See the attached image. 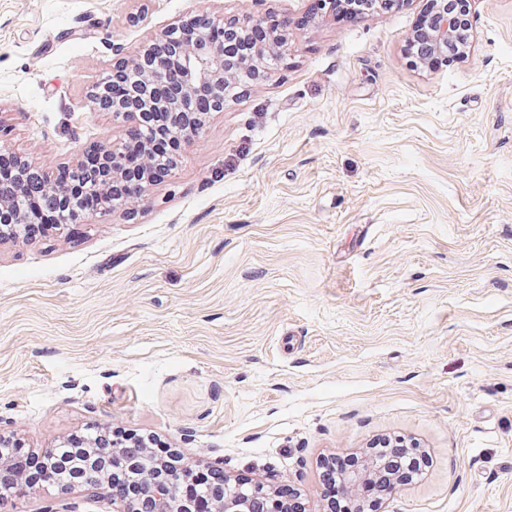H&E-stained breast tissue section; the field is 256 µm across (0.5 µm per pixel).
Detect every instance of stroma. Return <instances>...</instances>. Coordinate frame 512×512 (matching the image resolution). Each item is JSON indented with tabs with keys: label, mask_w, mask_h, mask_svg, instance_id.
<instances>
[{
	"label": "stroma",
	"mask_w": 512,
	"mask_h": 512,
	"mask_svg": "<svg viewBox=\"0 0 512 512\" xmlns=\"http://www.w3.org/2000/svg\"><path fill=\"white\" fill-rule=\"evenodd\" d=\"M313 0H0V150L45 172L118 148L89 92L193 16L288 23L284 61L208 114L163 181L78 233L0 240V435L112 426L294 487L414 443L374 512H512V0L470 50L404 53L427 0L301 25ZM104 512L85 487L14 512Z\"/></svg>",
	"instance_id": "35a3bbf8"
}]
</instances>
